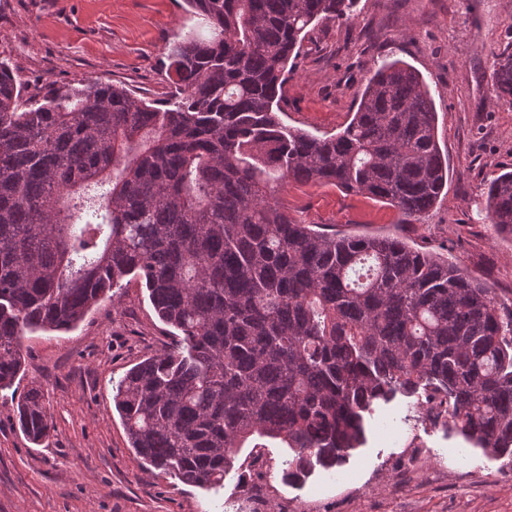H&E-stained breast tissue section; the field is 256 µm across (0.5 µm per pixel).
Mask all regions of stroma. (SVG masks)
I'll list each match as a JSON object with an SVG mask.
<instances>
[{"label": "stroma", "mask_w": 512, "mask_h": 512, "mask_svg": "<svg viewBox=\"0 0 512 512\" xmlns=\"http://www.w3.org/2000/svg\"><path fill=\"white\" fill-rule=\"evenodd\" d=\"M191 30L208 28L185 0H0V60L32 88L100 80L171 102L167 47ZM510 43L512 0H357L350 20L317 24L288 76L281 121L337 134L376 67L403 61L433 98L448 191L408 224L384 202L332 185L284 183L281 208L325 231L394 234L448 257L512 308V236L495 235L483 211L488 183L512 170V105L495 98L491 78ZM172 343L136 282L70 331L26 334L17 392L44 389L51 430L42 445L30 444L14 403L0 401V512H512V475L462 436L423 426L414 400L401 396L376 409L365 444L342 466L315 469L300 484L281 480L285 448L241 449L220 486L147 470L112 385ZM412 438L417 447H408Z\"/></svg>", "instance_id": "obj_1"}]
</instances>
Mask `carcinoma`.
Instances as JSON below:
<instances>
[{
  "instance_id": "cac0c4a2",
  "label": "carcinoma",
  "mask_w": 512,
  "mask_h": 512,
  "mask_svg": "<svg viewBox=\"0 0 512 512\" xmlns=\"http://www.w3.org/2000/svg\"><path fill=\"white\" fill-rule=\"evenodd\" d=\"M210 35L168 47L180 100L160 107L99 81L30 94L0 61V399L22 339L67 331L132 276L176 342L112 385L131 448L182 483L224 482L261 439L293 452L281 479L342 465L376 408L432 393L448 429L512 471V309L438 254L390 235L316 230L275 186L334 185L428 213L448 184L422 76L385 62L345 129L277 115L308 27L355 0H185ZM512 104V44L493 62ZM486 219L512 236V172ZM42 444L41 387L16 403Z\"/></svg>"
}]
</instances>
